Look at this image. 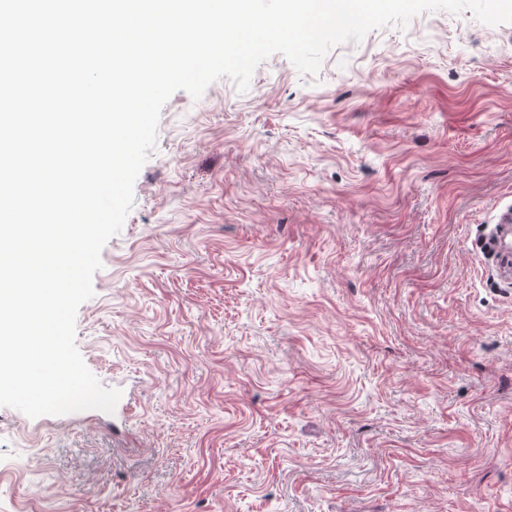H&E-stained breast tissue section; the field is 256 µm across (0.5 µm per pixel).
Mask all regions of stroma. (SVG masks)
I'll use <instances>...</instances> for the list:
<instances>
[{
    "mask_svg": "<svg viewBox=\"0 0 512 512\" xmlns=\"http://www.w3.org/2000/svg\"><path fill=\"white\" fill-rule=\"evenodd\" d=\"M0 512H512V24L416 16L175 92Z\"/></svg>",
    "mask_w": 512,
    "mask_h": 512,
    "instance_id": "obj_1",
    "label": "stroma"
}]
</instances>
